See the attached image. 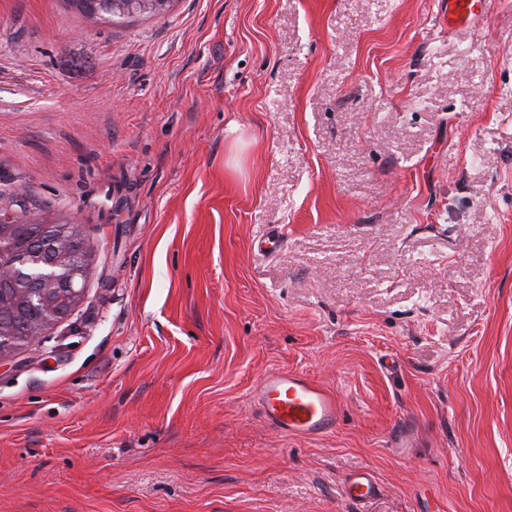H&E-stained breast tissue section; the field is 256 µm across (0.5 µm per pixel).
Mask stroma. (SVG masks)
<instances>
[{
  "mask_svg": "<svg viewBox=\"0 0 512 512\" xmlns=\"http://www.w3.org/2000/svg\"><path fill=\"white\" fill-rule=\"evenodd\" d=\"M19 203L91 258L0 363V512H512V0H0ZM275 370L332 432L268 424ZM89 14L95 17L101 13L127 15L135 12L162 13L168 0H88ZM486 1L488 0H445L449 29L465 28L482 18ZM256 399L266 421L289 436L320 437L334 430L338 422V398L299 373H266ZM343 492L345 497L351 501H366L375 496L377 483L369 473H355L345 479Z\"/></svg>",
  "mask_w": 512,
  "mask_h": 512,
  "instance_id": "35a3bbf8",
  "label": "stroma"
}]
</instances>
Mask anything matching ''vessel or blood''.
Listing matches in <instances>:
<instances>
[{
  "label": "vessel or blood",
  "instance_id": "1",
  "mask_svg": "<svg viewBox=\"0 0 512 512\" xmlns=\"http://www.w3.org/2000/svg\"><path fill=\"white\" fill-rule=\"evenodd\" d=\"M448 26L465 28L482 18L486 0H445ZM256 399L266 421L293 437L316 438L335 429L340 413L337 397L306 376L288 371L266 373ZM347 499L362 502L377 492V483L366 472L350 475L344 481Z\"/></svg>",
  "mask_w": 512,
  "mask_h": 512
}]
</instances>
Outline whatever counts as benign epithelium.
Here are the masks:
<instances>
[{"label": "benign epithelium", "instance_id": "7a95c632", "mask_svg": "<svg viewBox=\"0 0 512 512\" xmlns=\"http://www.w3.org/2000/svg\"><path fill=\"white\" fill-rule=\"evenodd\" d=\"M166 4L168 0H87L92 17L101 13L160 14ZM27 223L37 227L38 234L19 256L10 231ZM86 271L87 243L81 225L34 220L24 210L0 214V294L6 288L24 285L20 310L6 309L0 301V362L18 349L38 344L49 325L70 314L61 290L68 291L73 303H79Z\"/></svg>", "mask_w": 512, "mask_h": 512}]
</instances>
